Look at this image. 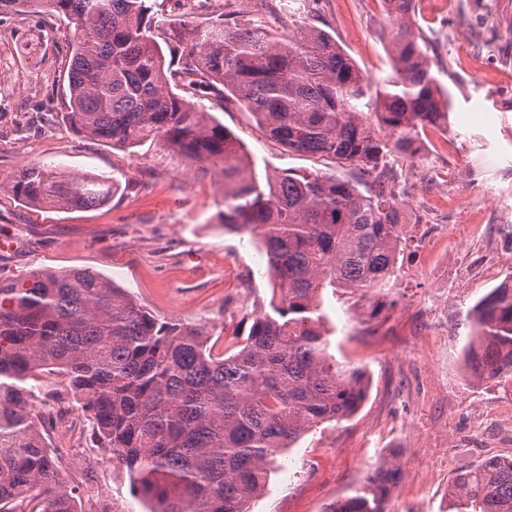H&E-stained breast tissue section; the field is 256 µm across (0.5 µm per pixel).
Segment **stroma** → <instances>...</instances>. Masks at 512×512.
<instances>
[{"label":"stroma","instance_id":"35a3bbf8","mask_svg":"<svg viewBox=\"0 0 512 512\" xmlns=\"http://www.w3.org/2000/svg\"><path fill=\"white\" fill-rule=\"evenodd\" d=\"M209 0L198 12L162 0L175 24L260 18L274 32L309 23L331 34L359 67L390 70L389 24L379 0ZM413 29L432 70L452 95L447 124L426 126L416 156H398L408 196L407 242L379 318L364 323L357 297L324 291L329 352L361 367L368 398L349 421L304 435L278 458L251 512H325L349 495L388 453L402 478L385 512H448L460 466L512 456V379H474L466 347L474 304L512 274V0H415ZM74 28L50 6L0 15V181L42 161L115 181L108 204L76 211L32 207L0 188V279L42 270H89L125 289L158 318L209 333L215 352L247 332L269 302L271 283L257 237L224 226L217 168L188 164L162 143L107 146L76 133L69 103L68 47ZM199 102L243 144L258 177L323 172L374 191L372 178L316 155L291 153L252 115L215 96ZM494 116L486 127L480 113ZM180 314H172V303ZM64 480L78 489V512H98L94 487L116 512H146L127 468L93 446L87 426L54 434Z\"/></svg>","mask_w":512,"mask_h":512}]
</instances>
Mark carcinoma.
I'll use <instances>...</instances> for the list:
<instances>
[{"label": "carcinoma", "instance_id": "cac0c4a2", "mask_svg": "<svg viewBox=\"0 0 512 512\" xmlns=\"http://www.w3.org/2000/svg\"><path fill=\"white\" fill-rule=\"evenodd\" d=\"M397 20L391 72H364L332 36L306 23L273 33L261 20L157 19L156 0H0V14L48 4L75 24L68 63L70 128L132 149L159 141L224 177V227L260 237L268 306L248 335L215 354L206 332L161 320L86 269L0 280V512L27 499L77 512V488L28 411L38 371L60 376L91 438L134 476L149 512H249L277 456L304 434L348 420L365 397L362 371L332 361L321 298L360 294L372 321L401 250L402 213L387 191L388 158L417 152L420 132L448 122L451 97L412 29L414 0H380ZM209 90L250 112L290 152L375 175L369 195L337 175L282 172L260 181L239 142L176 92ZM116 184L33 162L8 182L34 206L88 209ZM476 380L512 378V276L470 311ZM382 458L326 512H385L400 482ZM448 512H512V457L458 469Z\"/></svg>", "mask_w": 512, "mask_h": 512}]
</instances>
